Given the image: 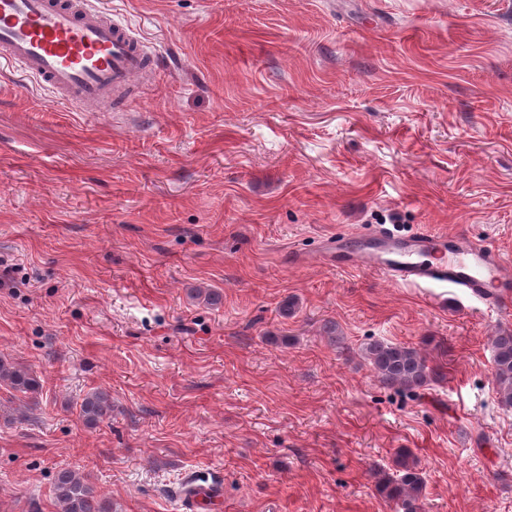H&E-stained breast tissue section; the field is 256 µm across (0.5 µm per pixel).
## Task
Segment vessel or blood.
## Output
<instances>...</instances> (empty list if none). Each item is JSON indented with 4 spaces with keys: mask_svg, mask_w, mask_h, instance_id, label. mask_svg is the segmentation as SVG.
<instances>
[{
    "mask_svg": "<svg viewBox=\"0 0 512 512\" xmlns=\"http://www.w3.org/2000/svg\"><path fill=\"white\" fill-rule=\"evenodd\" d=\"M149 54L97 0H0V60L76 110L105 106L113 91L131 87L145 75ZM383 244L384 251L375 252L356 238H339L325 258L407 287L448 285L493 309L512 297V273L490 247L456 237L447 257L425 262L421 255L431 245L429 234L406 240L387 236Z\"/></svg>",
    "mask_w": 512,
    "mask_h": 512,
    "instance_id": "obj_1",
    "label": "vessel or blood"
}]
</instances>
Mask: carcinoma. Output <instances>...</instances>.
<instances>
[{"label": "carcinoma", "mask_w": 512, "mask_h": 512, "mask_svg": "<svg viewBox=\"0 0 512 512\" xmlns=\"http://www.w3.org/2000/svg\"><path fill=\"white\" fill-rule=\"evenodd\" d=\"M494 377L501 403L512 407V331L492 337ZM365 356L390 387L412 391L436 380L435 370L415 348L374 341L365 347ZM0 384L24 394L37 395L40 379L28 368L0 359ZM80 417L88 425H96L112 417V398L105 390L92 391L82 399ZM424 479L411 454L402 451L393 459V472L384 474L378 491L396 503L400 512H422L420 499ZM53 495L58 512H112V503L99 498L87 476L68 467L58 469Z\"/></svg>", "instance_id": "cac0c4a2"}]
</instances>
